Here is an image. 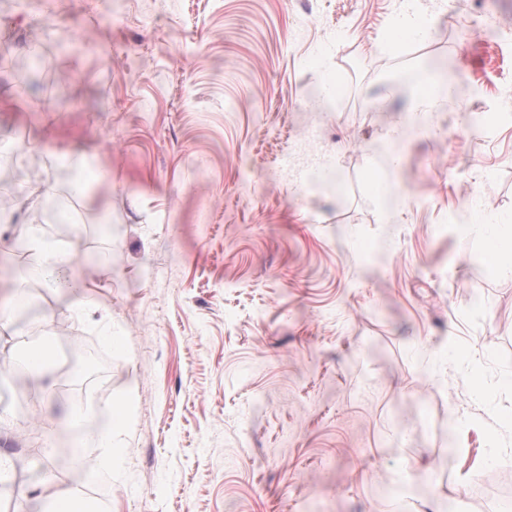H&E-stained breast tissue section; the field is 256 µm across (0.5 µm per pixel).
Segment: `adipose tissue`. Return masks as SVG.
<instances>
[{
    "instance_id": "ef3b65f1",
    "label": "adipose tissue",
    "mask_w": 512,
    "mask_h": 512,
    "mask_svg": "<svg viewBox=\"0 0 512 512\" xmlns=\"http://www.w3.org/2000/svg\"><path fill=\"white\" fill-rule=\"evenodd\" d=\"M408 91V110L415 117H424L436 111L451 94L450 88L424 75L410 78ZM24 237L31 253V276L48 283H59L71 263L69 252L47 240L40 226H27ZM105 415L106 422L93 428L88 425L90 415L87 411L73 408L67 415L68 425L79 432V445L84 449L83 454L70 459L69 466L92 478L113 470L117 460L112 450L113 437L126 421V409L123 404L114 403L106 407ZM94 448L103 449V456H91L90 451Z\"/></svg>"
}]
</instances>
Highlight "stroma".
Masks as SVG:
<instances>
[{
	"label": "stroma",
	"instance_id": "1",
	"mask_svg": "<svg viewBox=\"0 0 512 512\" xmlns=\"http://www.w3.org/2000/svg\"><path fill=\"white\" fill-rule=\"evenodd\" d=\"M419 7L392 48L400 0H0V350L51 353L37 387L0 369V512H49L45 465L78 481L59 367L108 327L107 512H512V267L467 230L512 221V0ZM432 59L454 98L387 145ZM50 201L73 261L34 288ZM416 2H409L395 17L392 24V38L389 44L397 46V37L404 33L425 31L430 25V20L415 6Z\"/></svg>",
	"mask_w": 512,
	"mask_h": 512
}]
</instances>
